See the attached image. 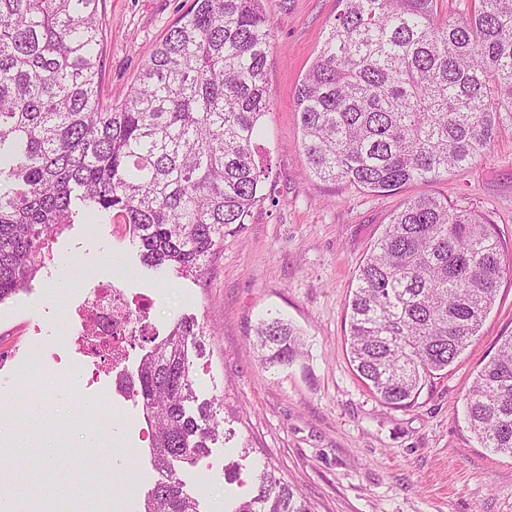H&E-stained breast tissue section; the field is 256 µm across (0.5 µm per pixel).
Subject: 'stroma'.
Segmentation results:
<instances>
[{"mask_svg":"<svg viewBox=\"0 0 512 512\" xmlns=\"http://www.w3.org/2000/svg\"><path fill=\"white\" fill-rule=\"evenodd\" d=\"M192 0H103L104 50L100 95L123 100L177 18ZM273 37L267 58L271 108L259 141L271 168L270 200L224 235V247L201 278L141 265L123 225H89L79 213L52 245L53 259L29 288L0 303V415L11 445L0 448V505L24 498L28 512H66L64 486L83 477L97 512L122 503L126 445L141 450L136 477L150 489V462L141 405L81 386V355L59 351L63 311L94 281L81 271L117 277L119 287L156 300L163 325L182 317L203 328L192 368L199 400L223 398L249 449L215 444L179 475L200 512H222L246 496L256 466L268 463L295 487L313 512H512V458L482 448L469 431L465 389L512 335V278L504 279L477 336L408 407L385 404L357 377L347 343L346 310L357 270L402 200L426 193L486 214L512 244V121L499 129L486 154L437 183L412 184L394 196L362 192L308 177L296 113L295 88L316 57L340 9L338 0H263ZM288 319L305 341L298 361L262 367L252 347L254 329L269 315ZM46 355L61 352L69 381L52 389L53 415L22 405L30 388L25 358L32 334ZM99 435L108 466L79 474L69 450ZM241 465L228 483L224 467ZM32 476L27 493L9 477ZM110 481L104 497L96 483Z\"/></svg>","mask_w":512,"mask_h":512,"instance_id":"obj_1","label":"stroma"}]
</instances>
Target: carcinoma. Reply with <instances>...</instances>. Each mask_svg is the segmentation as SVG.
Wrapping results in <instances>:
<instances>
[{
    "mask_svg": "<svg viewBox=\"0 0 512 512\" xmlns=\"http://www.w3.org/2000/svg\"><path fill=\"white\" fill-rule=\"evenodd\" d=\"M101 0H0V303L34 280L81 209L126 224L140 263L202 274L268 198L257 155L270 110L271 29L262 0H193L127 97L101 101ZM294 96L308 175L397 195L482 157L512 117V0H340ZM512 256L485 215L435 193L405 199L358 267L348 302L351 362L383 402L407 407L448 369L491 309ZM198 327L179 319L138 368L159 479L144 512H199L178 476L219 438L194 400ZM267 368L304 346L280 317L259 323ZM484 448L512 457V336L467 391ZM226 512H312L263 467Z\"/></svg>",
    "mask_w": 512,
    "mask_h": 512,
    "instance_id": "carcinoma-1",
    "label": "carcinoma"
}]
</instances>
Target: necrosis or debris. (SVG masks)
I'll return each mask as SVG.
<instances>
[{"mask_svg": "<svg viewBox=\"0 0 512 512\" xmlns=\"http://www.w3.org/2000/svg\"><path fill=\"white\" fill-rule=\"evenodd\" d=\"M153 301L145 295H132L112 281H98L91 295L77 305L65 307L76 335L61 337V345L79 346L86 357L82 367L84 386L98 384L102 372L99 359L112 361V389L129 392L132 386L128 362L132 344L138 339L159 338L163 328L151 316Z\"/></svg>", "mask_w": 512, "mask_h": 512, "instance_id": "necrosis-or-debris-1", "label": "necrosis or debris"}]
</instances>
